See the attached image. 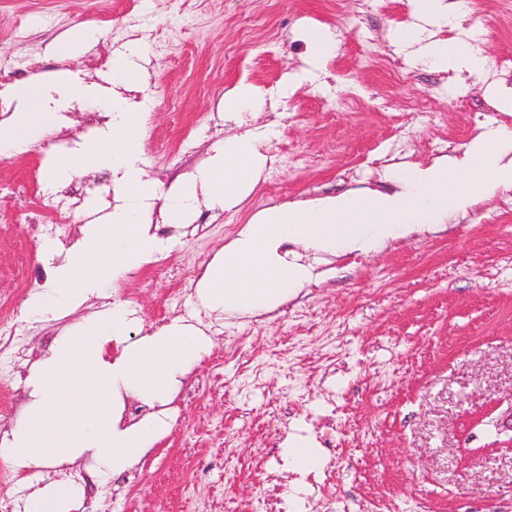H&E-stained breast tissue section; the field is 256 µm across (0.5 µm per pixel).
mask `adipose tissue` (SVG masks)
<instances>
[{
    "mask_svg": "<svg viewBox=\"0 0 512 512\" xmlns=\"http://www.w3.org/2000/svg\"><path fill=\"white\" fill-rule=\"evenodd\" d=\"M409 6V21L394 34L396 42L407 47L420 45L422 25L453 28L467 15L462 0H409ZM303 38L307 66L290 75L282 87L286 96L336 55V36L329 27H306ZM422 47L425 63L436 70L475 74L486 65L483 57L455 39H438ZM111 68L112 96L106 102L104 124L96 128L80 156L53 161L47 183L54 189L87 170L106 169L115 183L114 205L103 222L85 225L65 257H58L54 242L43 243L41 251L52 261L51 278L27 301V313L35 319L73 311L105 285L165 253L168 239L151 230L152 206H159L163 223L172 225L187 223L202 199L214 208L235 206L254 190L265 165L262 135L236 134L225 138L184 182L162 191L142 168L147 105L128 96L143 78L124 52L113 54ZM11 93L25 108L0 122L4 158L24 154L40 142L68 101L66 89L35 79L15 85ZM390 181L387 190L356 189L261 210L207 266L198 284L201 304L227 314L272 311L311 280L309 266L288 258L286 245L331 255L368 252L467 212L497 190L512 187V132L484 130L462 156L400 167ZM128 329L124 312L116 307L107 322L88 318L58 338L51 354L29 372L32 399L11 441L0 445V464L18 472L87 457L99 473L117 474L140 462L159 438L161 420L122 425L125 398L151 404L169 396L178 376L199 359L203 339L178 320L131 343L126 340ZM111 340L123 348L107 360L103 347Z\"/></svg>",
    "mask_w": 512,
    "mask_h": 512,
    "instance_id": "1",
    "label": "adipose tissue"
}]
</instances>
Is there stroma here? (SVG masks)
I'll list each match as a JSON object with an SVG mask.
<instances>
[{"label":"stroma","instance_id":"obj_1","mask_svg":"<svg viewBox=\"0 0 512 512\" xmlns=\"http://www.w3.org/2000/svg\"><path fill=\"white\" fill-rule=\"evenodd\" d=\"M446 37L487 60L482 74L439 72L393 39L408 0H0V95L37 76L67 82L57 130L27 154L0 158V313L14 315L20 347L0 356V435L30 401L29 370L88 316L125 307L130 339L184 320L206 340L171 396L127 399L124 421L162 415L154 448L133 469L103 475L91 460L71 512H512V190L421 237L370 254L306 251L310 285L259 315L204 311L197 282L213 255L257 211L355 188H389L388 173L465 150L482 125L512 128V112L475 121L496 93H512L506 0H466ZM320 23L339 42L325 70L287 99L304 67L299 30ZM79 29L96 43L59 59L53 45ZM138 48L150 105L144 170L162 190L195 171L225 137L267 131L254 191L224 210L199 206L188 224L153 222L170 241L155 261L62 318L31 319L44 284V235L33 215L74 242L114 198L112 174L76 178L83 207L58 208L46 188L53 156L77 151L91 113L111 96L113 52ZM403 70L394 83L392 74ZM259 85L267 108L225 116L224 92ZM439 111L421 116L415 106ZM314 436L320 468L296 487L282 444ZM60 468H0V500L24 501Z\"/></svg>","mask_w":512,"mask_h":512}]
</instances>
